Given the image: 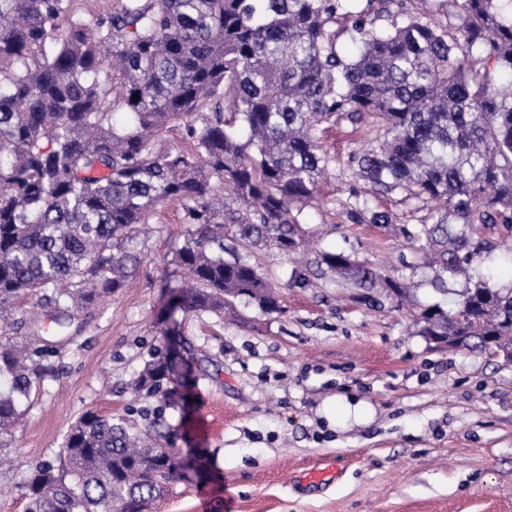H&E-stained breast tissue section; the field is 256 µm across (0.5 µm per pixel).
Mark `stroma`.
Returning a JSON list of instances; mask_svg holds the SVG:
<instances>
[{
  "label": "stroma",
  "mask_w": 512,
  "mask_h": 512,
  "mask_svg": "<svg viewBox=\"0 0 512 512\" xmlns=\"http://www.w3.org/2000/svg\"><path fill=\"white\" fill-rule=\"evenodd\" d=\"M368 132L328 123L333 161L305 209L307 251L247 250L273 282L280 309L246 300L238 316L169 311L186 274L175 261L186 224L179 201L137 229L142 261L128 288L72 308L59 321L30 295L12 307L9 336L54 350L52 376L21 404L0 447V512H28L29 479L54 459L86 411L143 426L154 399L133 381L171 349L176 404L166 420L194 469L147 512H512V363L440 347L421 336L408 302L386 289L348 288L313 274L318 252L342 251L383 276L415 282L421 304H448L408 232L428 211L400 195L371 198L391 224H355L339 203L364 181L346 178ZM310 269L306 285L292 272ZM338 463L337 476L304 484Z\"/></svg>",
  "instance_id": "obj_1"
}]
</instances>
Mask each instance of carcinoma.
<instances>
[{
  "label": "carcinoma",
  "mask_w": 512,
  "mask_h": 512,
  "mask_svg": "<svg viewBox=\"0 0 512 512\" xmlns=\"http://www.w3.org/2000/svg\"><path fill=\"white\" fill-rule=\"evenodd\" d=\"M448 25L405 0H118L92 23L73 0H0V310L43 294L59 313L126 287L140 260L130 234L176 199L189 225L178 264L191 283L177 305L232 314L245 298L279 310L271 281L234 246L282 253L304 243L301 214L332 158L320 127L368 121L375 138L349 155V177L374 196L430 207L419 225L433 271L466 278L451 307L420 308L428 339L512 362V289L471 274L512 237V15L499 0H442ZM387 27L375 26L383 16ZM361 44L337 51L340 33ZM185 144L161 135L180 122ZM356 223L392 216L353 194ZM323 275L360 288L408 286L343 252ZM46 347L0 334V437L47 373ZM173 366L148 361L135 389L156 399L138 432L86 412L67 433L61 465L35 468L31 512H143L182 470L162 418Z\"/></svg>",
  "instance_id": "carcinoma-1"
}]
</instances>
